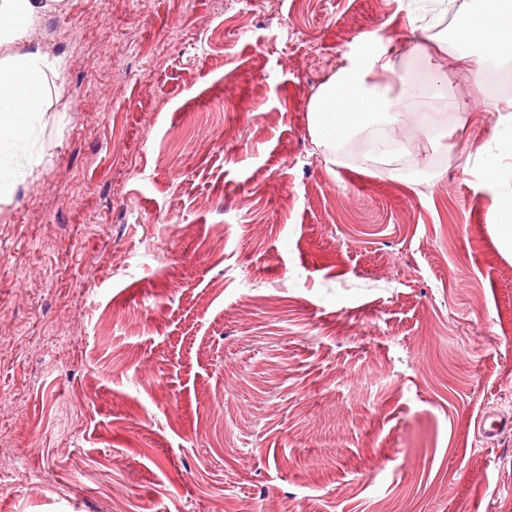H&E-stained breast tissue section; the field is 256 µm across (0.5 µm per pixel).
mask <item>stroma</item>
Listing matches in <instances>:
<instances>
[{
    "label": "stroma",
    "mask_w": 512,
    "mask_h": 512,
    "mask_svg": "<svg viewBox=\"0 0 512 512\" xmlns=\"http://www.w3.org/2000/svg\"><path fill=\"white\" fill-rule=\"evenodd\" d=\"M415 0H64L0 197V512H512L506 184L411 122L337 156L347 56ZM437 172L409 183L410 161Z\"/></svg>",
    "instance_id": "stroma-1"
}]
</instances>
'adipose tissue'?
Segmentation results:
<instances>
[{
    "label": "adipose tissue",
    "instance_id": "1",
    "mask_svg": "<svg viewBox=\"0 0 512 512\" xmlns=\"http://www.w3.org/2000/svg\"><path fill=\"white\" fill-rule=\"evenodd\" d=\"M409 16L412 30L422 37L426 56L446 55L466 71L491 62H512V0H471L448 26L446 37L435 32L445 0ZM63 0H0V192L18 178L14 166L24 147L23 132L42 119L45 82L56 61L38 48L28 47L44 16L61 8ZM388 47L375 49L367 61L346 59L312 96L309 121L313 142L324 157L336 154L338 143L363 131L396 140L400 123L413 117L418 129L437 140L449 138L448 114L472 112L492 116L489 139L474 146L478 171L487 182L500 181L512 171V99L475 96L448 89L432 72L397 73Z\"/></svg>",
    "mask_w": 512,
    "mask_h": 512
}]
</instances>
